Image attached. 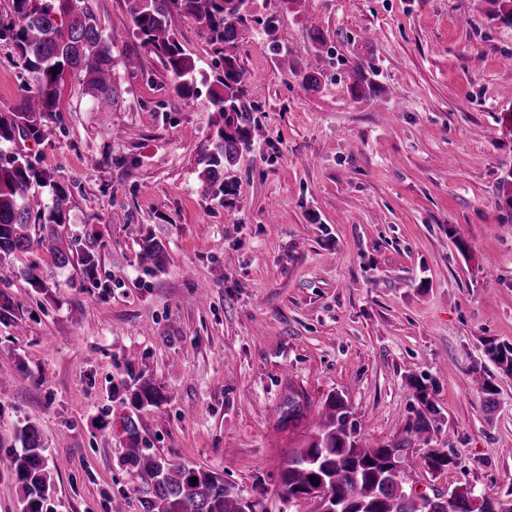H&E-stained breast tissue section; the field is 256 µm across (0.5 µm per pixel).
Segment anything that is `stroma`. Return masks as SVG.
I'll use <instances>...</instances> for the list:
<instances>
[{"mask_svg": "<svg viewBox=\"0 0 512 512\" xmlns=\"http://www.w3.org/2000/svg\"><path fill=\"white\" fill-rule=\"evenodd\" d=\"M273 14L238 44L265 138L234 169L235 193L206 194L198 159L216 134L209 89L223 62L191 19L172 27L197 67L177 96L160 60L125 25L129 0H90L112 31L115 106L73 76L60 128L16 151L69 189L58 231L99 255L97 281L36 245L0 269L13 317L0 322V448L35 422L53 469L52 512H141L94 423L116 413L112 384L147 371L169 401L142 413L150 448L223 473L255 512H311L277 485L326 396L342 393L364 437L397 436L435 408L432 447L455 463L417 467L426 493L512 490V373L485 344H512V224L499 192L512 171V27L486 0H248ZM320 29L326 43L313 47ZM288 51L279 62L272 45ZM363 61L371 98L343 71ZM321 84L302 91L303 74ZM30 82L0 41V109ZM167 251L141 267L140 236ZM33 268L42 288L20 276ZM497 394L486 408L475 378ZM308 419L282 427L289 393Z\"/></svg>", "mask_w": 512, "mask_h": 512, "instance_id": "1", "label": "stroma"}]
</instances>
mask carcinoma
I'll return each instance as SVG.
<instances>
[{"instance_id": "cac0c4a2", "label": "carcinoma", "mask_w": 512, "mask_h": 512, "mask_svg": "<svg viewBox=\"0 0 512 512\" xmlns=\"http://www.w3.org/2000/svg\"><path fill=\"white\" fill-rule=\"evenodd\" d=\"M241 2L130 0L127 19L141 44L159 57L172 76L175 92L184 99L196 91V64L184 53L172 28L173 14L194 20L224 60V70L215 75L210 96L222 124L199 164L206 184L225 197L234 191L231 167L252 150L260 131L254 117L257 105L244 87L237 44L250 27L259 25L272 31L277 22L273 14L263 17L242 10ZM488 2L495 5L490 11L492 20L512 25V0ZM0 40L14 45L34 78L18 106L0 110V146L13 144L19 137L38 142L52 133V125L58 123L60 84L68 72L79 76L85 93L98 107L110 109L116 104L112 50L87 0H12L11 13L0 15ZM54 67L55 73L51 72ZM373 77L374 71L362 62L350 68L348 88L353 98L371 90ZM43 181L45 172L30 156L0 150V267L15 254L27 252L35 242L46 248L58 266L71 263L72 247L54 228L64 223L69 193L55 187L52 204L44 207L31 192ZM36 224L43 235L35 241L31 228ZM139 248L141 263L155 270L164 267L167 256L158 241L146 235ZM486 353L502 370L512 372L511 345L489 342ZM416 390L426 411L408 421L397 437L376 446L363 443L357 425L350 420L352 410L344 395L329 394L315 432L279 473L282 493L312 501L313 512L338 504L351 512H425L421 498L407 492L411 468L421 461L429 470L441 472L453 464V458L438 449L422 453L415 449L418 443L429 442V414L434 412L427 389L418 386ZM115 392L121 393L122 415L102 420L97 430L104 440L119 441V463L137 482L142 512H253L248 501L224 484L223 474L171 460L148 446L141 433L140 414L160 408L167 397L145 372H140L131 385L121 381ZM306 414L304 398L293 393L288 396L280 423L298 428ZM16 440L20 449L0 451V471L11 474L17 483L20 512H46L54 491L48 447L29 420L18 429ZM192 477L197 482L190 481ZM453 512H512V499L488 493L475 508L472 499L463 497Z\"/></svg>"}]
</instances>
